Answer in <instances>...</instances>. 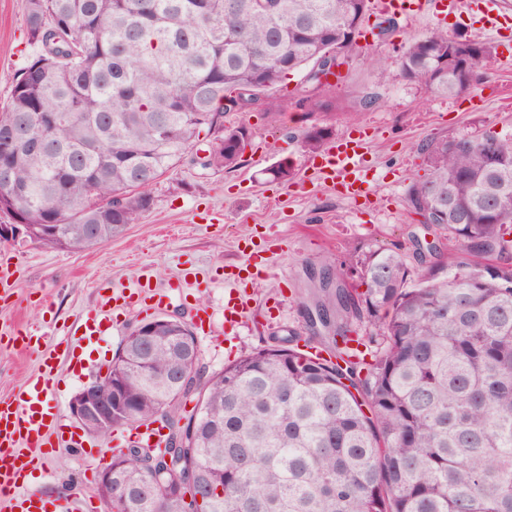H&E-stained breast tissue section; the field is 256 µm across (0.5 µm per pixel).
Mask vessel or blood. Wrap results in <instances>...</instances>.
<instances>
[{
  "label": "vessel or blood",
  "instance_id": "vessel-or-blood-1",
  "mask_svg": "<svg viewBox=\"0 0 512 512\" xmlns=\"http://www.w3.org/2000/svg\"><path fill=\"white\" fill-rule=\"evenodd\" d=\"M460 4L461 0H373L372 10L416 20L431 13L447 15ZM371 137L369 128H358L316 154L310 166L323 181L337 188L342 197L355 200L366 196L364 176L369 166ZM111 310V296L102 297L94 311L73 322L71 332L93 340L103 334V323ZM53 393V371L47 367L30 378L18 394L0 397V512H96L97 506L92 501L51 497L27 481L28 475L59 442H67L74 448L86 445L83 435L58 426L49 405ZM120 439L157 448L162 433L155 428L137 427L125 430Z\"/></svg>",
  "mask_w": 512,
  "mask_h": 512
}]
</instances>
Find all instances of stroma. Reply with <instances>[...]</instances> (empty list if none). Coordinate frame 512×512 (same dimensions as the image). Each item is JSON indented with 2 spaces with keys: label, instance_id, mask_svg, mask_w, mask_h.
Wrapping results in <instances>:
<instances>
[{
  "label": "stroma",
  "instance_id": "1",
  "mask_svg": "<svg viewBox=\"0 0 512 512\" xmlns=\"http://www.w3.org/2000/svg\"><path fill=\"white\" fill-rule=\"evenodd\" d=\"M24 5V0H0V102L8 99L15 74L33 53ZM485 7L499 14V33L483 29L478 15L464 11L449 15L446 23L449 31L491 48L484 80L464 95L428 93L399 71L407 42L435 26L429 16L399 22L386 39L369 40L360 57L343 68L345 80L332 107L334 133L339 136L359 125L373 131L369 204L349 202L315 177L310 155L294 135L324 122L325 116H309L291 105L266 115H245L252 137L237 168L219 173L176 168L153 187V205L140 222L106 244L81 252L50 250L24 240L0 245V256L17 265L14 293L0 302V325L13 323L42 338L38 348L23 353L0 348V396L17 393L39 372L44 352L62 345L66 355L58 365L51 404L66 429L81 431L70 413L72 397L114 356L142 315L113 306L106 335L92 346L64 335L61 327L97 307L100 286L117 294L141 279L165 295L166 313L209 311L212 333L197 338L205 374L291 332L323 349L325 342L313 336L303 308L306 265H352L363 252L393 245L412 255L414 239L435 238L406 204L422 168L419 145L434 137L472 138L489 130L512 134V59L501 55L503 43H512V0H486ZM371 57L387 64L385 79L368 66ZM367 97L373 105L360 109ZM353 112L358 120H350ZM283 158L295 170L287 183L268 174ZM246 240L253 241L262 262L253 277L240 280L236 273L245 257L239 245ZM233 289L246 295L249 311L229 333L224 329V297ZM114 450L113 440L96 438L84 448L56 449L33 472V481L53 495L78 491L98 499L99 462ZM81 474L86 480L80 485L76 478Z\"/></svg>",
  "mask_w": 512,
  "mask_h": 512
}]
</instances>
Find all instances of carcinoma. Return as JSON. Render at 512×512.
<instances>
[{
	"label": "carcinoma",
	"mask_w": 512,
	"mask_h": 512,
	"mask_svg": "<svg viewBox=\"0 0 512 512\" xmlns=\"http://www.w3.org/2000/svg\"><path fill=\"white\" fill-rule=\"evenodd\" d=\"M369 11L370 0H25L34 52L0 104V215L62 221L60 237L38 240L49 249L111 240L176 167H238L250 131L224 117L281 110L273 86L301 76L295 106L331 116L336 85L322 73L357 54ZM489 54L436 27L399 67L456 96ZM332 133L311 125L301 147L316 153ZM487 136L419 146L426 173L407 203L454 251L412 270L399 249L372 250L358 260L363 292L346 286L350 268H323L337 283L316 298L332 317L319 323L328 357L288 336L206 377L179 358L180 337L194 336L182 315L141 320L153 348L142 354L131 331L112 374L137 421L186 420V447L112 454V512H512V208L499 206L512 136L493 160ZM268 172L294 177L286 158ZM193 401L205 419L185 409ZM130 426L86 424L102 439Z\"/></svg>",
	"instance_id": "obj_1"
}]
</instances>
